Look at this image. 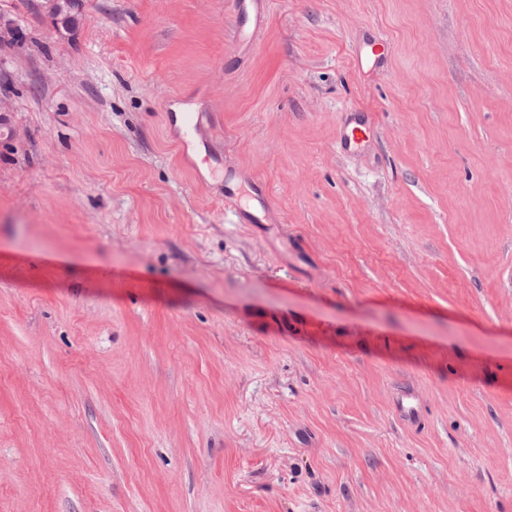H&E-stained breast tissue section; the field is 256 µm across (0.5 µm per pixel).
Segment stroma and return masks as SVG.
Segmentation results:
<instances>
[{
    "mask_svg": "<svg viewBox=\"0 0 512 512\" xmlns=\"http://www.w3.org/2000/svg\"><path fill=\"white\" fill-rule=\"evenodd\" d=\"M1 12L0 512H512V0Z\"/></svg>",
    "mask_w": 512,
    "mask_h": 512,
    "instance_id": "35a3bbf8",
    "label": "stroma"
}]
</instances>
